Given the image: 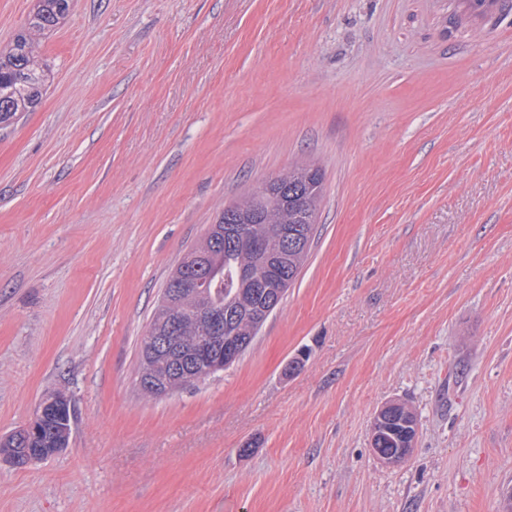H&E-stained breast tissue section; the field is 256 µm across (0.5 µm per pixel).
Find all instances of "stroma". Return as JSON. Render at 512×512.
<instances>
[{
  "instance_id": "35a3bbf8",
  "label": "stroma",
  "mask_w": 512,
  "mask_h": 512,
  "mask_svg": "<svg viewBox=\"0 0 512 512\" xmlns=\"http://www.w3.org/2000/svg\"><path fill=\"white\" fill-rule=\"evenodd\" d=\"M35 41L42 100L0 129V437L54 391L74 423L0 463V512H512V10L71 0ZM302 161L323 196L281 305L143 396L172 269ZM389 401L419 423L396 466ZM240 357L238 349L227 352L226 355H202L198 358L199 372L191 377V380L197 376H212L224 368L232 365ZM371 424V447L380 460L403 463L417 442V419L401 402H389L375 413ZM375 428V429H374ZM405 448H411L408 453Z\"/></svg>"
}]
</instances>
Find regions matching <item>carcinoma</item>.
Wrapping results in <instances>:
<instances>
[{"label": "carcinoma", "instance_id": "1", "mask_svg": "<svg viewBox=\"0 0 512 512\" xmlns=\"http://www.w3.org/2000/svg\"><path fill=\"white\" fill-rule=\"evenodd\" d=\"M69 10V0H37L27 29L17 34L10 50L0 53V127L17 119L40 102L46 74L33 56L31 34L50 30ZM323 195L322 176L308 165L288 167V183L270 178L250 193L249 212L239 211L227 218L221 212L212 227L214 243L200 242L183 256L169 277L164 292L173 294L188 309L212 307L224 315V347L248 350L256 334L248 331V321L261 320L269 305H279L308 259ZM255 237L265 238L270 248L256 253L242 243L238 227ZM288 231V250L279 249L275 237ZM208 264L215 274L208 287L194 288L198 269ZM277 265L287 278L280 286L266 280V270ZM149 329L160 336L159 344L148 351L140 348L138 377H148L173 394L187 387L184 373L197 367L195 351L204 342L193 323L171 314L167 302L160 301ZM72 425L50 415L35 422V429L20 428L0 438V458L14 466L29 463L36 453L51 454L68 447ZM417 419L401 402L382 406L371 424V447L381 460L402 463L415 448Z\"/></svg>", "mask_w": 512, "mask_h": 512}]
</instances>
